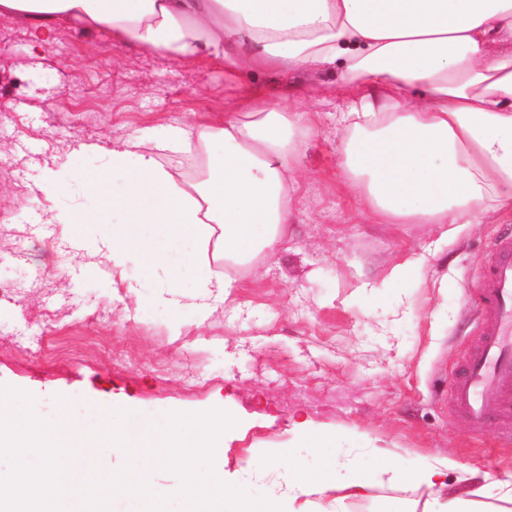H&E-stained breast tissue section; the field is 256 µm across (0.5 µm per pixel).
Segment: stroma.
<instances>
[{
    "mask_svg": "<svg viewBox=\"0 0 512 512\" xmlns=\"http://www.w3.org/2000/svg\"><path fill=\"white\" fill-rule=\"evenodd\" d=\"M310 101L315 126L297 158L295 219L272 255L239 276L238 308L217 305L201 325L175 329L150 304L169 289L163 268L127 256L128 284L92 257L93 224L49 223L53 206L35 187L45 165L82 144L117 143L195 112H224L269 78H224V62L181 63L131 55L110 34L60 27L33 46L25 23L0 17V386L31 395L48 423L104 428L115 404L156 413L225 408L236 423L218 460L228 484L287 506L286 462L306 469L323 457L298 447L294 422L336 434L337 475L376 456L404 468L445 456L480 468L497 490L512 480V446L474 437L451 416L448 384L464 348L477 342L466 303L507 214L480 224H390L342 184L346 135L337 117L348 99L335 74ZM79 249L57 252L62 231ZM414 263L400 287L385 286L394 264ZM50 356L37 361L29 346ZM428 493L386 484L345 512H426Z\"/></svg>",
    "mask_w": 512,
    "mask_h": 512,
    "instance_id": "stroma-1",
    "label": "stroma"
}]
</instances>
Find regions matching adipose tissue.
Returning a JSON list of instances; mask_svg holds the SVG:
<instances>
[{
	"instance_id": "ef3b65f1",
	"label": "adipose tissue",
	"mask_w": 512,
	"mask_h": 512,
	"mask_svg": "<svg viewBox=\"0 0 512 512\" xmlns=\"http://www.w3.org/2000/svg\"><path fill=\"white\" fill-rule=\"evenodd\" d=\"M0 15L26 22L35 43L58 27L108 32L116 46L177 61L223 59L224 77L246 71L304 73L275 102L244 96L223 119L194 116L146 147L138 137L80 146L104 163L82 220L110 224L98 251L121 271L142 246L146 265L166 266L173 291L155 303L177 325L235 303L230 271L274 252L293 217L298 135L311 129L302 101L316 73L341 69L350 102L340 121L348 145L339 165L359 202L397 224H479L512 212V0H0ZM199 160L179 182L162 151ZM297 433L326 460V479L288 470V512L335 494L343 512L378 483L445 487L452 459L412 471L369 460L334 479L336 439L300 423Z\"/></svg>"
}]
</instances>
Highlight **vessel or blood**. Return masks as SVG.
<instances>
[{
    "label": "vessel or blood",
    "mask_w": 512,
    "mask_h": 512,
    "mask_svg": "<svg viewBox=\"0 0 512 512\" xmlns=\"http://www.w3.org/2000/svg\"><path fill=\"white\" fill-rule=\"evenodd\" d=\"M479 338L448 391L454 416L499 444L512 443V232L493 242L477 289Z\"/></svg>",
    "instance_id": "obj_1"
}]
</instances>
